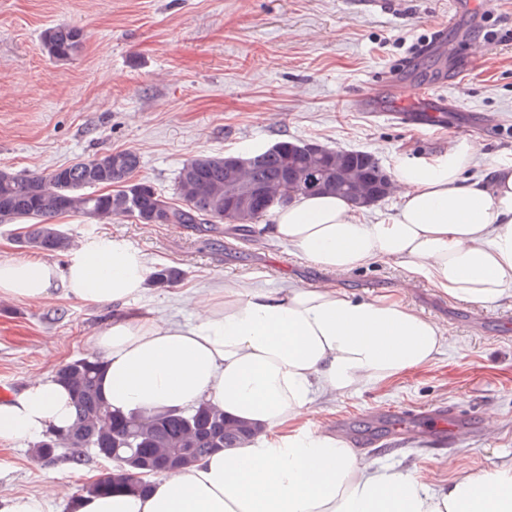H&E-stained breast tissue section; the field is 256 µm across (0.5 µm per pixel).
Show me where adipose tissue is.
<instances>
[{
    "mask_svg": "<svg viewBox=\"0 0 512 512\" xmlns=\"http://www.w3.org/2000/svg\"><path fill=\"white\" fill-rule=\"evenodd\" d=\"M467 140L405 157L393 170L395 214L367 222L333 195L300 196L274 211L268 235L337 274L386 259L448 298L487 305L512 293V160ZM150 274L126 240L87 238L65 265L0 259V297L28 303L53 290L85 305L124 306ZM443 326L392 296L359 301L334 287L272 291L244 282L210 289L190 323L150 314L113 319L93 339L115 409L182 410L202 401L262 428L146 495L85 497L78 512H512V462L431 489L412 471L377 466L342 440L305 428L317 391L340 395L431 363ZM73 419L67 390L41 376L0 402V443L35 441Z\"/></svg>",
    "mask_w": 512,
    "mask_h": 512,
    "instance_id": "obj_1",
    "label": "adipose tissue"
}]
</instances>
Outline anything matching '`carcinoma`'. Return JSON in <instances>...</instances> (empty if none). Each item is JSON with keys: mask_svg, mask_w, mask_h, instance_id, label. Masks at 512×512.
Listing matches in <instances>:
<instances>
[{"mask_svg": "<svg viewBox=\"0 0 512 512\" xmlns=\"http://www.w3.org/2000/svg\"><path fill=\"white\" fill-rule=\"evenodd\" d=\"M83 32L66 24H54L42 34L45 52L56 60L71 58L79 49ZM348 164L376 185L387 173L378 158L362 150L344 151ZM140 164L133 150L110 152L90 160L61 166L46 176L20 174L0 168V224L21 223L27 231L22 246L37 252L65 253L71 241L54 219L79 213L98 220L132 216L142 224L206 225L253 224L281 206L274 197L257 202L247 216L228 214L224 203V156L199 155L183 163L177 174V191L183 203L175 204L147 181H136ZM318 162L294 141H280L261 152L250 178L260 185L288 181L295 196L333 194L355 202L333 174L326 175L327 189L310 184ZM107 191L94 193L91 187ZM182 277L174 267H158L150 285L171 287ZM104 362L81 357L62 365L56 380L70 392L74 418L66 430L50 432L30 449L34 460L53 463L65 458L81 466L90 455L119 448L128 462L114 468L82 489L88 494L131 492L146 494L147 477L160 471L177 474L207 455L232 448L255 436L257 429L232 420L224 409L201 402L185 411L112 410L104 400L101 376Z\"/></svg>", "mask_w": 512, "mask_h": 512, "instance_id": "obj_1", "label": "carcinoma"}]
</instances>
